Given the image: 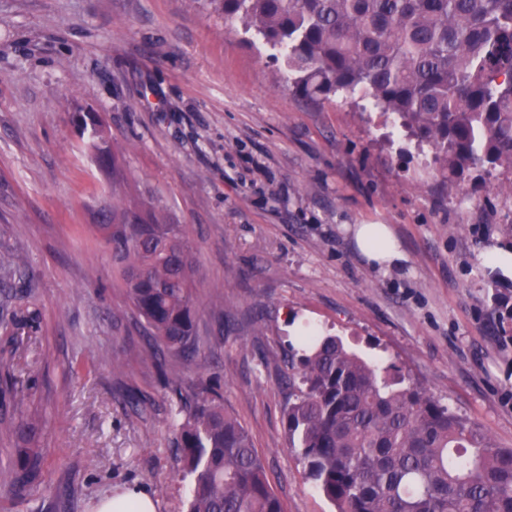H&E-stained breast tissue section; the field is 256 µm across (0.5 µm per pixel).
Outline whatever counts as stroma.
I'll return each instance as SVG.
<instances>
[{"mask_svg": "<svg viewBox=\"0 0 512 512\" xmlns=\"http://www.w3.org/2000/svg\"><path fill=\"white\" fill-rule=\"evenodd\" d=\"M280 68L201 0H0V253L27 258L0 287V366L44 461L30 501L0 488V512H95L127 489L187 510L185 415L140 355L143 322L96 229L114 201L103 139L126 196L159 203L196 247L203 344L186 373L223 394L283 512H334L283 419L288 345L309 330L512 448V278L484 262L512 249V173L449 192L391 116L304 100ZM356 224L389 225L407 262L369 265Z\"/></svg>", "mask_w": 512, "mask_h": 512, "instance_id": "stroma-1", "label": "stroma"}]
</instances>
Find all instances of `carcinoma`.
<instances>
[{
	"label": "carcinoma",
	"instance_id": "cac0c4a2",
	"mask_svg": "<svg viewBox=\"0 0 512 512\" xmlns=\"http://www.w3.org/2000/svg\"><path fill=\"white\" fill-rule=\"evenodd\" d=\"M277 52L288 90L373 101L434 150L448 188L512 173V0H207ZM119 285L147 324V361L187 407L177 444L192 483L187 512H283L246 428L209 383L187 382L198 355L197 260L179 224L140 202L99 225ZM24 258L0 255V283ZM288 364V446L336 512H512V448H499L427 389L308 331ZM26 435L0 469L18 498L37 487L36 425L10 374L0 386Z\"/></svg>",
	"mask_w": 512,
	"mask_h": 512
}]
</instances>
